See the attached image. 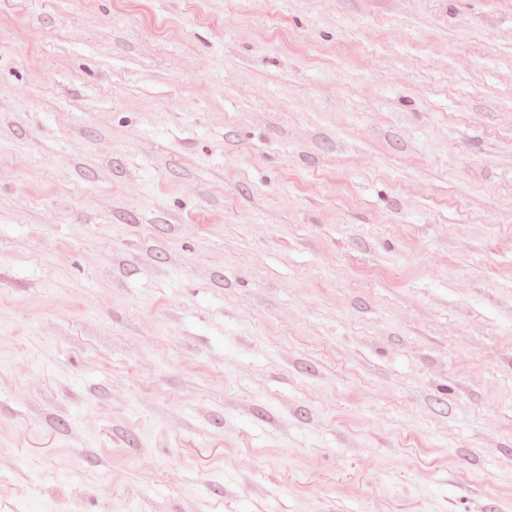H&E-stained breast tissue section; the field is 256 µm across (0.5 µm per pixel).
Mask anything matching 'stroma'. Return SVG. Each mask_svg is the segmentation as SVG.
Instances as JSON below:
<instances>
[{
  "mask_svg": "<svg viewBox=\"0 0 512 512\" xmlns=\"http://www.w3.org/2000/svg\"><path fill=\"white\" fill-rule=\"evenodd\" d=\"M0 512H512V0H0Z\"/></svg>",
  "mask_w": 512,
  "mask_h": 512,
  "instance_id": "stroma-1",
  "label": "stroma"
}]
</instances>
